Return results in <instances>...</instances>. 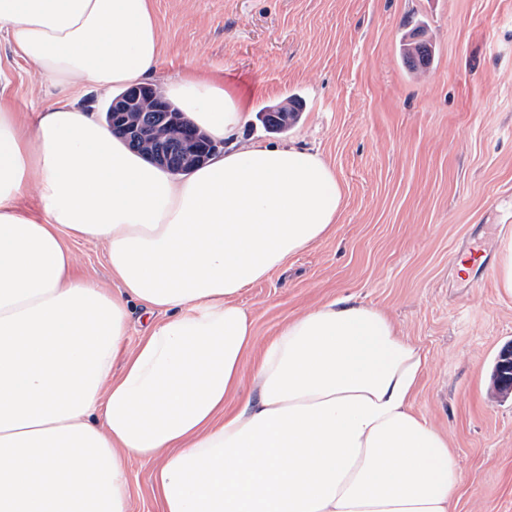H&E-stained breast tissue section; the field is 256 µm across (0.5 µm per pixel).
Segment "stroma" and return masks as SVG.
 <instances>
[{"label":"stroma","instance_id":"obj_1","mask_svg":"<svg viewBox=\"0 0 512 512\" xmlns=\"http://www.w3.org/2000/svg\"><path fill=\"white\" fill-rule=\"evenodd\" d=\"M164 73L195 66L253 109L239 140L294 143L336 171L333 231L243 290L257 344L328 297L383 310L421 349L413 409L448 435L455 512H512V395L491 374L512 342V298L494 278L512 236V0H153ZM424 23L429 68L400 41ZM0 72L17 111L56 99L15 60ZM297 98L282 133L261 115ZM80 274L111 286L105 248L69 240Z\"/></svg>","mask_w":512,"mask_h":512}]
</instances>
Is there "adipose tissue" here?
Returning a JSON list of instances; mask_svg holds the SVG:
<instances>
[{
	"label": "adipose tissue",
	"mask_w": 512,
	"mask_h": 512,
	"mask_svg": "<svg viewBox=\"0 0 512 512\" xmlns=\"http://www.w3.org/2000/svg\"><path fill=\"white\" fill-rule=\"evenodd\" d=\"M0 23L58 93L28 120L0 83V512H130L133 458L159 512H450L461 471L412 409L427 359L382 310L328 298L259 347L238 302L336 224L324 158L234 144L248 101L161 78L151 0H0ZM156 79L228 142L180 179L68 95ZM70 237L104 243L114 288ZM134 304L166 317L129 352Z\"/></svg>",
	"instance_id": "1"
}]
</instances>
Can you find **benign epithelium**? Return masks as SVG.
I'll return each instance as SVG.
<instances>
[{
  "label": "benign epithelium",
  "instance_id": "benign-epithelium-1",
  "mask_svg": "<svg viewBox=\"0 0 512 512\" xmlns=\"http://www.w3.org/2000/svg\"><path fill=\"white\" fill-rule=\"evenodd\" d=\"M111 116L120 132L133 142L144 143L155 136L159 122L172 130L171 138L157 142L148 154L158 165L184 172L206 158L215 141L185 120L163 94L151 85L134 86L112 101ZM493 383L499 393H512V344L497 355Z\"/></svg>",
  "mask_w": 512,
  "mask_h": 512
}]
</instances>
